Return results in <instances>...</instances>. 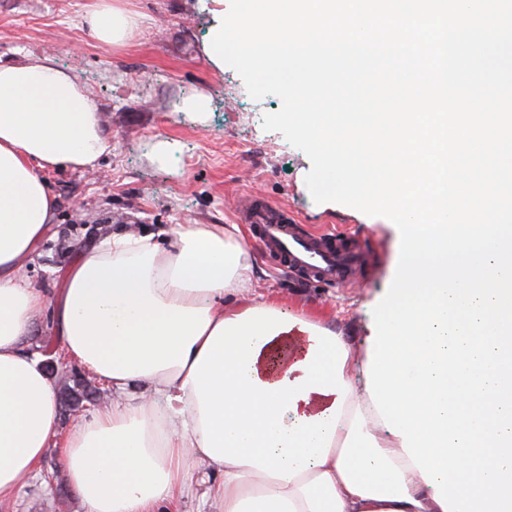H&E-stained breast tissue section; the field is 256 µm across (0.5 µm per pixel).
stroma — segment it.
I'll list each match as a JSON object with an SVG mask.
<instances>
[{
	"mask_svg": "<svg viewBox=\"0 0 512 512\" xmlns=\"http://www.w3.org/2000/svg\"><path fill=\"white\" fill-rule=\"evenodd\" d=\"M97 0H0V60L48 56L74 73L101 109L112 151L95 169L49 173L57 210L52 234L24 274L47 291L62 288L69 265L110 232H157L174 224H233L249 196L261 197L311 233L337 230L365 245L366 271L353 282L295 287L267 252L259 291L288 311L331 321L353 350L351 377L363 385L368 327L388 291L400 256V234L387 218L334 202H315L305 183L308 156L263 127L281 107L277 96L253 99L233 68L217 71L203 53L221 0H118L138 13L139 28L121 47L102 45L84 18ZM205 93L206 120L180 109ZM176 143L168 162L158 143ZM52 482L28 479L0 512H79L60 460H45Z\"/></svg>",
	"mask_w": 512,
	"mask_h": 512,
	"instance_id": "stroma-1",
	"label": "stroma"
}]
</instances>
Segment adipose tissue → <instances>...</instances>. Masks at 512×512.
<instances>
[{
    "mask_svg": "<svg viewBox=\"0 0 512 512\" xmlns=\"http://www.w3.org/2000/svg\"><path fill=\"white\" fill-rule=\"evenodd\" d=\"M86 23L112 47L139 19L99 0ZM110 151L74 75L45 56L0 63V502L58 442L83 512H174L199 468L216 512H444L352 386L343 333L257 293L240 225L116 231L59 291L22 281L55 220L44 171ZM46 308L70 358L117 395L65 437L25 342Z\"/></svg>",
    "mask_w": 512,
    "mask_h": 512,
    "instance_id": "ef3b65f1",
    "label": "adipose tissue"
}]
</instances>
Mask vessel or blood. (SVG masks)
Wrapping results in <instances>:
<instances>
[{
  "label": "vessel or blood",
  "mask_w": 512,
  "mask_h": 512,
  "mask_svg": "<svg viewBox=\"0 0 512 512\" xmlns=\"http://www.w3.org/2000/svg\"><path fill=\"white\" fill-rule=\"evenodd\" d=\"M237 217L249 225L266 250L277 254L300 278L324 285L342 284L353 279L368 262L366 248L343 246L336 235L329 233H303L262 198L249 197Z\"/></svg>",
  "instance_id": "vessel-or-blood-1"
}]
</instances>
